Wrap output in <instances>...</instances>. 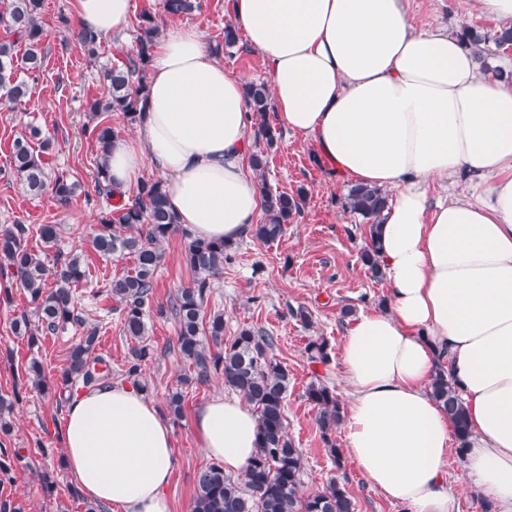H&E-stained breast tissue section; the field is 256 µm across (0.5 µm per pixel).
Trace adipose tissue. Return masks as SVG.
I'll return each mask as SVG.
<instances>
[{
  "label": "adipose tissue",
  "mask_w": 512,
  "mask_h": 512,
  "mask_svg": "<svg viewBox=\"0 0 512 512\" xmlns=\"http://www.w3.org/2000/svg\"><path fill=\"white\" fill-rule=\"evenodd\" d=\"M408 7L232 0L269 67L282 128L311 138L351 182L393 193L378 226L388 307L361 313L338 346L348 459L409 512H457L454 427L429 390L441 365L470 425L466 476L493 512H512V83L482 73L457 37L416 30ZM70 10L102 38L133 23L132 0H70ZM244 86L197 28L157 39L138 135L109 147L113 189L126 193L154 170L193 238L245 237L262 195L246 165ZM193 424L225 472L244 470L256 452V415L242 398L212 396ZM63 442L86 498L171 512V427L140 388L74 395Z\"/></svg>",
  "instance_id": "adipose-tissue-1"
}]
</instances>
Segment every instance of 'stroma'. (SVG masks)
Instances as JSON below:
<instances>
[{
    "label": "stroma",
    "mask_w": 512,
    "mask_h": 512,
    "mask_svg": "<svg viewBox=\"0 0 512 512\" xmlns=\"http://www.w3.org/2000/svg\"><path fill=\"white\" fill-rule=\"evenodd\" d=\"M135 13L150 12L161 31L176 26L198 28L208 46H220L219 58L228 73L247 81H270L263 58L239 37L236 44L224 46V26L231 21L228 0H199L201 8L189 15L172 16L164 10V0H132ZM70 0H43L40 22L44 28V64L27 101L16 103L0 97V225L56 224L60 227L58 247L68 253L83 250L90 265L87 282L75 290L79 324L54 335L41 337L37 346L14 335L11 323L28 309L26 295L13 288L11 304L0 305V396L14 406L6 418L13 428L0 435V444L11 449L5 458L8 473L0 479V500L10 501L21 512H110L106 505L87 498H72L74 482L59 465L58 457L46 458L41 447H61L66 411L52 397L40 394L26 379L31 359H38L46 376L62 370L69 346L85 329L98 327L99 353L112 365V380L125 383L124 363L134 341L122 331L120 315L113 300L99 298L98 292L112 277L126 274L134 265L129 254L104 258L89 243V233L100 212L94 193L96 146L83 132L90 117L88 102L103 97L106 88L98 79L100 66L124 61L135 45V31L101 40L96 59H89L80 45L75 26L64 25L60 16L69 15ZM409 19L415 28L442 29L458 33L461 26L477 28L486 36L501 27L500 19L481 14L475 0H410ZM38 127L51 143L44 155L48 171L69 170L79 188L68 209L57 208L51 191L33 197L16 181L10 168V151L15 138L30 127ZM252 150L265 151L268 158L264 179L271 190L303 191L305 203L299 215L285 226L279 241L263 244L251 238L240 240L234 260L225 265L217 280L208 310L224 313V334L233 336L241 328L264 329L277 339L276 360L290 374L285 414L289 437L304 457L302 491L311 494L326 487L331 478L344 483L355 503V512H407L404 505L390 502L372 488L350 461L334 463L330 444H342V432L324 442L315 423L316 410L305 392L314 378H321L343 394L338 359L313 366L305 351L310 340L323 336L338 346L354 322L355 313L385 308L389 288L385 279H374L363 267L360 254L366 242L363 220L345 210L348 180L334 173L329 162L310 140L281 134L274 146L252 139ZM186 239L174 234L161 246L163 261L156 274L154 301L169 305L179 289L191 284L193 274L183 262ZM305 307L312 315L311 327H303L291 315ZM353 315H344V308ZM147 343L155 356L139 377L145 392L158 407H165L173 391L183 394L181 417H169L176 453L172 479L167 489L172 512H191L195 476L209 459L193 430L197 406L216 394L224 393V381L214 376L209 384L184 383L190 369L175 346L176 319L172 314L150 315ZM51 470L56 479L52 494L40 488L42 470Z\"/></svg>",
    "instance_id": "obj_1"
}]
</instances>
